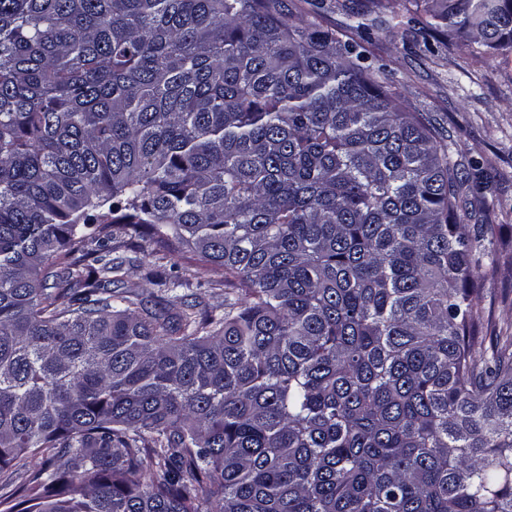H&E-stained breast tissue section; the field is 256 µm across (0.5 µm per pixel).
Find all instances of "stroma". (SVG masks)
Returning a JSON list of instances; mask_svg holds the SVG:
<instances>
[{
  "instance_id": "35a3bbf8",
  "label": "stroma",
  "mask_w": 512,
  "mask_h": 512,
  "mask_svg": "<svg viewBox=\"0 0 512 512\" xmlns=\"http://www.w3.org/2000/svg\"><path fill=\"white\" fill-rule=\"evenodd\" d=\"M295 14L344 29L351 11L364 0H324L322 7L307 0H288ZM407 32L373 30L355 39L371 54L380 79L388 82L402 106L429 118L441 136L451 138L472 162L487 187L481 198L463 208L465 224H496L499 237L512 239V52L477 57L448 32L423 29V12ZM134 263L124 267V286L146 301L160 302L170 314L188 305L212 309L224 303V270H200L180 253L157 259L147 242H140ZM177 276L186 285L160 297L150 274ZM484 309L498 326L512 329V261L498 266L486 283Z\"/></svg>"
}]
</instances>
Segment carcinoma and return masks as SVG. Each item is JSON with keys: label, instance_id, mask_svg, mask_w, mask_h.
Instances as JSON below:
<instances>
[{"label": "carcinoma", "instance_id": "cac0c4a2", "mask_svg": "<svg viewBox=\"0 0 512 512\" xmlns=\"http://www.w3.org/2000/svg\"><path fill=\"white\" fill-rule=\"evenodd\" d=\"M413 2L469 52L512 0ZM365 49L286 0H0V512H512L498 225ZM224 267L150 311L125 238ZM484 316L491 312L492 319L499 327L509 328L512 332V293L504 297L502 288L512 291V261L501 262L494 276L486 283Z\"/></svg>", "mask_w": 512, "mask_h": 512}]
</instances>
